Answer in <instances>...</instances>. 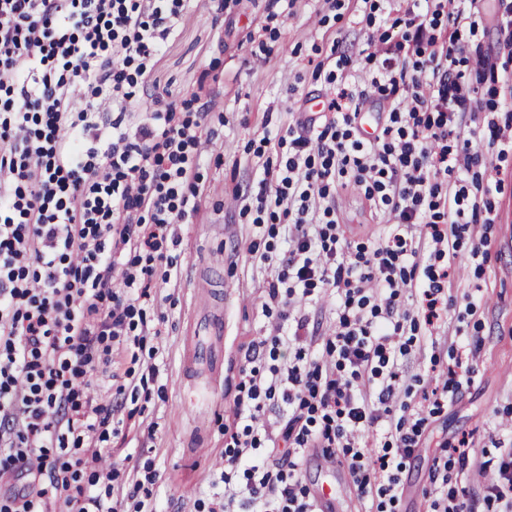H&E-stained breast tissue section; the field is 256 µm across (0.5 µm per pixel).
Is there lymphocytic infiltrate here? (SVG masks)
Instances as JSON below:
<instances>
[{
	"instance_id": "1",
	"label": "lymphocytic infiltrate",
	"mask_w": 512,
	"mask_h": 512,
	"mask_svg": "<svg viewBox=\"0 0 512 512\" xmlns=\"http://www.w3.org/2000/svg\"><path fill=\"white\" fill-rule=\"evenodd\" d=\"M197 0H0V512H120L105 496L116 477L101 467L95 437L112 430L116 406L88 394L112 345L143 348L137 321L152 263L173 225L198 210L199 168L211 142V69L197 87L170 98L152 79L158 57ZM468 0H413L397 17L400 41L369 39L372 67L350 85L346 53L326 75L336 89L324 126L299 122L277 140V164L263 162L257 215L284 227L288 249L269 284L279 307L271 336L252 346L242 368L234 419L226 426L224 497L217 512H321L299 474L296 452L342 457L370 512H396L400 475L426 426L424 409L392 419L406 332L419 346L448 313L433 260L455 251L450 224H492L499 181L470 187L485 148L512 152V125L489 124L474 145L473 100L488 69L482 52L455 57L452 44L473 27ZM446 17L451 46L435 33ZM391 108L371 137L360 116L369 102ZM139 102L149 115L125 119ZM362 191L371 211L392 216L382 244L350 248L340 230L338 190ZM424 225L427 241L412 230ZM426 250L422 272L405 257ZM336 293V328L321 352L295 298ZM416 290L417 312L401 305ZM296 345L288 366L277 348ZM282 408L277 452L264 418ZM377 448L359 440L370 429ZM462 445L433 464L430 512H473L449 486L466 469ZM485 506L512 512V442L501 448Z\"/></svg>"
}]
</instances>
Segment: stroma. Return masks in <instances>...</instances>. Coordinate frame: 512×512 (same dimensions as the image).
Wrapping results in <instances>:
<instances>
[{"instance_id": "35a3bbf8", "label": "stroma", "mask_w": 512, "mask_h": 512, "mask_svg": "<svg viewBox=\"0 0 512 512\" xmlns=\"http://www.w3.org/2000/svg\"><path fill=\"white\" fill-rule=\"evenodd\" d=\"M407 0H282L269 12L268 0H243L224 12L223 27L210 15L194 16L182 26L157 62L153 75L160 85L181 97L190 91L211 61L224 74V97L212 123L213 143L204 156L199 188L203 193L191 223L176 227L175 239L162 252L175 256L176 268L154 262L150 296L142 302L149 328L148 349L132 352L114 345L107 375L94 378L92 390L104 400L121 404L127 418L101 447L117 470L112 496L125 512H134L129 497L143 478L144 466L158 481L145 506L150 512H208L224 493L221 479L224 426L232 420L236 385L252 344L269 335L271 317L266 285L274 267L259 254L283 253V233L244 213L258 189L257 149L275 156L269 137L314 98H324L331 85L315 69L331 46L352 57L350 73L366 80L368 67L358 48L387 31L398 36L394 19ZM376 14L381 27L369 25ZM502 0H477L474 31H462L458 48L491 52L495 79L481 85L474 102L479 118L512 123V53L503 47ZM486 174L501 183L492 203L496 223L471 225L444 282L448 318L434 331V346L412 347L400 367L407 403L444 380L462 346L480 339V351L468 382L436 410L419 447L401 475L399 512H427L435 458L444 444L468 438L478 461L496 459L498 443L512 436L501 424L512 420V153L486 158ZM336 205L351 246L374 247L381 242L388 218L370 212L362 194L340 192ZM486 234L488 259L471 261L470 238ZM223 320L224 338L218 372H190L193 345L205 343L210 320ZM155 374L148 384L139 378L147 368Z\"/></svg>"}]
</instances>
